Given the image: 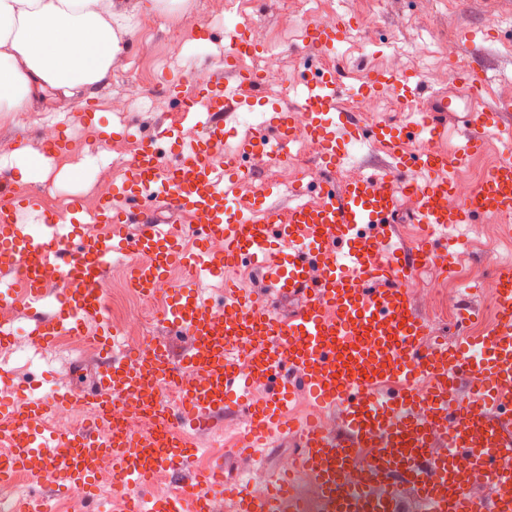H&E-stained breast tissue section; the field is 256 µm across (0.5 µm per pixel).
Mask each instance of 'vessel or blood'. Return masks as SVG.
<instances>
[{
	"instance_id": "b4317fda",
	"label": "vessel or blood",
	"mask_w": 512,
	"mask_h": 512,
	"mask_svg": "<svg viewBox=\"0 0 512 512\" xmlns=\"http://www.w3.org/2000/svg\"><path fill=\"white\" fill-rule=\"evenodd\" d=\"M356 19L334 25L306 22V41L318 57L335 56ZM240 29L224 32V74H210L185 93L168 87L180 120L193 124L189 141L169 143L165 135L140 138L121 184L104 199L98 221L104 232L81 228L78 209L41 215L25 224L21 215L35 201L10 185L0 186V269L22 273L26 288L16 293L0 283V301L29 303L45 297L42 275L53 266L67 286L55 299L52 318L33 335L51 345L59 330L84 336L95 331L106 352L99 377L84 389L82 403L99 413L133 399L164 411L161 431L114 434L98 440L81 432L68 441L53 432L25 429L22 448L0 464V485L23 471L51 474L58 488H91L94 463L112 457L113 474L133 499L134 512H213L231 498L235 512H282L292 499L294 473L312 478L330 512H406L407 500L430 512H512V261L495 262L492 274L497 317L480 332L447 340L420 314L408 289L423 267L447 274L454 266L452 230L483 219L512 217V99L488 105L484 72L466 67L455 80L466 89L461 103L448 94L425 96L423 75L412 68L372 71L348 90L351 98L390 95L405 117L361 123L338 108L341 75L325 66L301 80V104H272L263 126L267 136L237 137L225 120L252 111L264 96L258 72L244 58L264 53ZM464 114L466 139L455 152L439 145L448 114ZM319 146L318 200L282 206L278 183L259 184L252 198H230L228 184L247 173L256 154L287 162L297 123ZM507 150L490 166L467 201L449 204L460 165L481 152L488 135ZM223 145L224 163L212 158ZM390 161L387 168L337 182V172L358 145ZM166 199L189 218L187 227L163 228L151 217L153 202ZM410 202L415 223L424 227L416 249L393 241L395 214ZM136 225L128 234V225ZM191 236L194 252L180 241ZM221 240L224 252L211 255L207 242ZM129 267L131 284L152 294V285L176 263L187 267L186 282L173 285L162 319L190 337L186 350L153 341L139 356L113 354L115 334L106 317L107 273L113 258ZM249 264L272 292L295 299L289 315L238 289L221 304L201 294L202 275L217 276ZM196 376L183 386L184 373ZM183 387L182 403L166 408L161 388ZM304 389L330 419L292 420L290 402ZM246 429L247 458L295 434L300 450L288 466L266 480L263 490L224 487L186 466L194 448L187 427L210 430L217 416L252 400ZM54 387L32 399L30 412L50 414L68 403ZM469 460L489 496L463 485L459 463ZM172 470L179 495L148 500L144 490L156 467Z\"/></svg>"
}]
</instances>
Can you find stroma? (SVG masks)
<instances>
[{"label":"stroma","instance_id":"obj_1","mask_svg":"<svg viewBox=\"0 0 512 512\" xmlns=\"http://www.w3.org/2000/svg\"><path fill=\"white\" fill-rule=\"evenodd\" d=\"M212 2L189 0L185 13L187 24L182 38L186 50L173 78L183 81L188 93L193 90L191 73L222 65L224 25L209 20ZM322 5L333 15L358 20V35L344 42L331 61L343 71L344 85H353L356 79L380 67L398 71L417 67L431 90L447 91L456 97L460 91L447 72L448 61L453 58L487 72L490 81L486 101L512 98V0H322ZM224 6L242 10L251 38L264 41L277 36L276 47L265 54L264 61L283 80L290 82L305 75L301 27L304 17L313 12L310 0H224ZM148 21V16L138 17L132 41L107 78L90 88L75 89L72 97L29 108L32 125L68 112L72 98L77 97L97 101V130L114 138L124 134L126 126L108 111V102L138 98L144 88L135 80V72H162L172 54L170 29L163 24L149 26ZM166 128L176 140L190 139L195 133L192 125L178 121L172 101L159 89L150 109L140 113L134 129L148 135ZM459 236L458 250L471 272L463 284L470 289L469 301L482 311L486 301L476 289L477 281L491 272L493 258H512V238L494 219L462 226ZM97 367V360L78 352L68 353L63 361L32 355L12 364L15 384L32 378L46 388L55 384L61 372L82 381L91 380Z\"/></svg>","mask_w":512,"mask_h":512}]
</instances>
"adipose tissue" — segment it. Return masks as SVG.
I'll use <instances>...</instances> for the list:
<instances>
[{
	"instance_id": "adipose-tissue-1",
	"label": "adipose tissue",
	"mask_w": 512,
	"mask_h": 512,
	"mask_svg": "<svg viewBox=\"0 0 512 512\" xmlns=\"http://www.w3.org/2000/svg\"><path fill=\"white\" fill-rule=\"evenodd\" d=\"M185 0H0V112L104 80L142 14Z\"/></svg>"
}]
</instances>
